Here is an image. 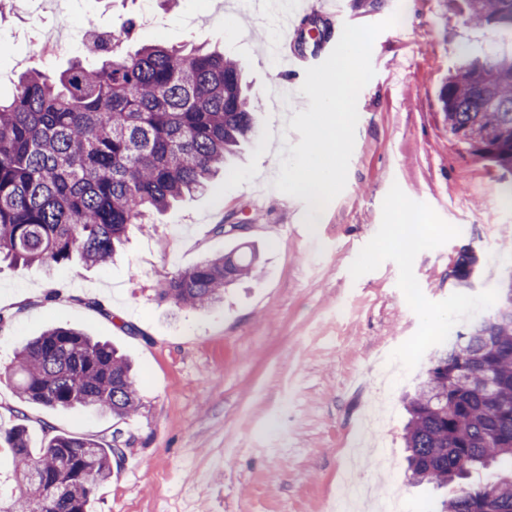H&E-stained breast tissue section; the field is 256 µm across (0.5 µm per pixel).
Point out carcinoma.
Listing matches in <instances>:
<instances>
[{
  "mask_svg": "<svg viewBox=\"0 0 512 512\" xmlns=\"http://www.w3.org/2000/svg\"><path fill=\"white\" fill-rule=\"evenodd\" d=\"M475 26L512 32V0H465ZM123 37L57 75L26 71L0 100V262L15 266L111 261L130 226L145 223L207 187L226 156L253 132L254 107L239 65L218 51L159 45L134 54ZM448 131L476 158L512 177V51L465 62L439 93ZM477 257L454 264L468 284ZM258 272L256 258L206 259L168 278L158 296L204 308L224 288ZM16 390L47 408L138 412L127 360L106 342L54 327L17 354ZM408 469L418 484L446 487L493 465L512 470V280L494 312L457 334L430 359L406 396ZM90 438L47 435L32 441L24 424L6 436L20 469L18 492L0 512H87L97 486L112 476L124 448ZM440 512H512V476L476 484L441 503Z\"/></svg>",
  "mask_w": 512,
  "mask_h": 512,
  "instance_id": "carcinoma-1",
  "label": "carcinoma"
}]
</instances>
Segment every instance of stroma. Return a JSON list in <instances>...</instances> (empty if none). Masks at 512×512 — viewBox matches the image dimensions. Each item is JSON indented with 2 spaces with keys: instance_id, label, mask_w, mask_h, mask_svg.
Segmentation results:
<instances>
[{
  "instance_id": "35a3bbf8",
  "label": "stroma",
  "mask_w": 512,
  "mask_h": 512,
  "mask_svg": "<svg viewBox=\"0 0 512 512\" xmlns=\"http://www.w3.org/2000/svg\"><path fill=\"white\" fill-rule=\"evenodd\" d=\"M328 20L364 26L401 11L372 47L374 75L357 99L358 122L344 190L323 212L275 189L279 153L297 144L293 111L316 61L295 41L283 47L291 69L261 53L271 25L233 0H70L75 23L119 29L142 11L161 28H137L128 50L149 44L205 46L236 59L255 108L256 134L204 192L183 198L130 228L113 262L46 267L0 265V495L15 490L5 434L28 424L44 432L112 441L122 430L124 460L95 490L88 512H326L346 493L355 438L378 392L379 367L399 361L401 380L378 441L392 463L359 467L378 498L398 494L405 512H436L449 489L410 483L402 394L423 377L448 327L463 330L492 312L512 276V184L472 156L448 131L438 95L462 56L512 47V32L471 25L464 0H339ZM47 13L38 4L0 12V96L15 91L14 62L34 50ZM290 84L293 110L278 109ZM315 225L307 227L304 218ZM419 218L417 245L405 217ZM221 224L244 232L218 233ZM254 247L259 273L204 309L160 301L178 270ZM466 250L477 257L469 285L448 269ZM74 327L110 342L133 364L139 412L118 419L81 407L22 401L13 366L31 338Z\"/></svg>"
}]
</instances>
